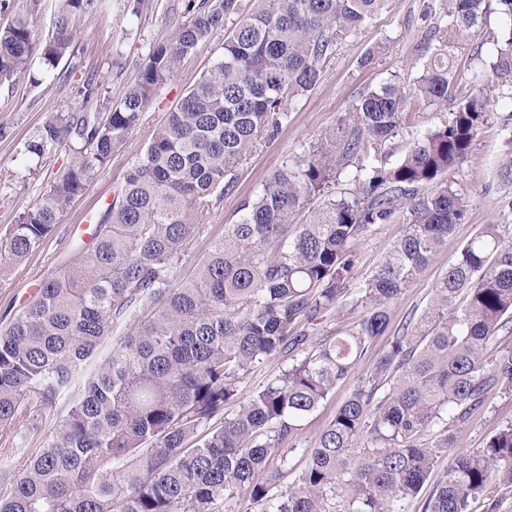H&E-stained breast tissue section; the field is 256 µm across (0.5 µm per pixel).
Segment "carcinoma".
I'll use <instances>...</instances> for the list:
<instances>
[{
  "label": "carcinoma",
  "mask_w": 512,
  "mask_h": 512,
  "mask_svg": "<svg viewBox=\"0 0 512 512\" xmlns=\"http://www.w3.org/2000/svg\"><path fill=\"white\" fill-rule=\"evenodd\" d=\"M387 0H188L187 20L152 47L119 105L60 112L27 151L67 147L72 164L0 241V279L36 251L94 171L138 125L157 88L213 31L231 22L222 55L158 125L74 261L46 278L0 331V427L37 406L51 417L25 469L0 458V512H470L512 487V424L448 458L452 427L493 388L512 393V353L488 344L512 329V244L483 225L435 285L429 306L359 364L389 325L400 296L463 222L467 200L448 184L488 121L477 93L445 125L389 165L411 101L448 102L449 38L475 27L484 0H447L448 26L414 85L361 94L336 125L287 155L183 281L212 201L232 191L248 153L288 121L287 105L320 81L337 41ZM496 78L512 77V0H502ZM97 0H61L55 28L36 44L27 22L0 28V82L55 66L73 43L72 17ZM496 175L512 185V140ZM346 177L353 192L336 194ZM318 199L317 208L306 210ZM404 217L378 269L354 289V243ZM359 309L344 331L315 337L323 318ZM112 353L101 357L107 341ZM287 369L230 414L238 383L279 353ZM397 374L389 393L381 384ZM356 379L315 446L297 447L302 422L336 385ZM307 456L293 482L294 456Z\"/></svg>",
  "instance_id": "1"
}]
</instances>
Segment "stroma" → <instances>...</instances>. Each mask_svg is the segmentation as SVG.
<instances>
[{
  "instance_id": "35a3bbf8",
  "label": "stroma",
  "mask_w": 512,
  "mask_h": 512,
  "mask_svg": "<svg viewBox=\"0 0 512 512\" xmlns=\"http://www.w3.org/2000/svg\"><path fill=\"white\" fill-rule=\"evenodd\" d=\"M186 3L99 0L97 9L74 16L71 55L53 68L34 60L32 69L39 85H32L25 77L0 84V238L34 204L55 174L73 160L65 147L43 160H30L25 146L36 129L56 113L74 110L81 100V89L90 81L98 83L105 99L119 104L150 49L172 37L186 21ZM484 5L478 25L448 46L452 81L447 105L423 102L405 113L386 155L387 163H396L407 143L450 121L456 104L473 93L480 78L489 74L496 59V36L504 6L501 0H485ZM59 7L58 0H0V27L22 18L36 41L46 40ZM445 10L444 0H388L371 23L339 41L322 64L320 82L290 104L287 123L245 158L236 172L234 189L214 202L206 228L193 246L192 263L205 257L211 241L223 234L225 225L239 220L243 202L254 197L288 152L334 126L357 96L389 82L412 86L430 55V29ZM224 37V30L213 31L181 61L173 76L155 92L126 141L114 149L107 165L95 172L62 215L48 242L0 279V329L33 298L45 278L71 260L77 234L111 202L131 163L143 153L166 113L221 55ZM377 46L382 47V54L371 64H364L365 54ZM484 96L489 119L463 165L448 174L453 189L468 201L465 219L423 274L391 303L388 331L368 349L363 366H371L390 337L401 333L408 320L425 309L435 283L455 263L461 244L482 225H501L504 236L512 240V187L502 185L494 176L497 161L512 139V82L493 81ZM402 227L399 221L375 225L357 243V279L373 273ZM353 385L350 379L339 383L327 401L304 421L300 447H313L320 430ZM510 424L512 393L492 389L484 405L456 428V449L462 452L482 447L487 438Z\"/></svg>"
}]
</instances>
